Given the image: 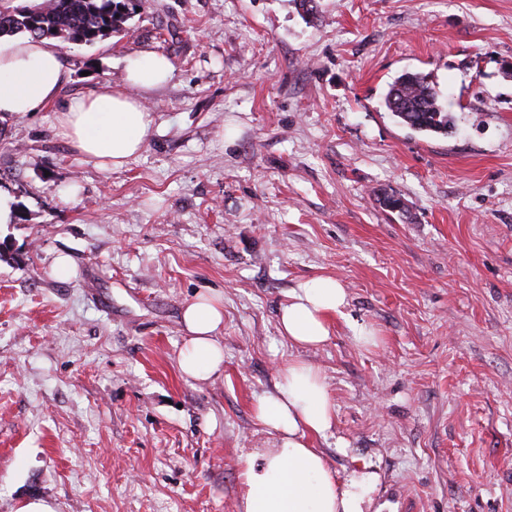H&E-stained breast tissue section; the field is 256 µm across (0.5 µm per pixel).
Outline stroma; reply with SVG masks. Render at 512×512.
I'll return each instance as SVG.
<instances>
[{
	"mask_svg": "<svg viewBox=\"0 0 512 512\" xmlns=\"http://www.w3.org/2000/svg\"><path fill=\"white\" fill-rule=\"evenodd\" d=\"M146 51L173 65L151 90L125 79ZM60 54L63 97L108 81L155 124L105 173L54 107L0 122V512H237L274 445L253 406L294 360L336 405L312 447L378 477L368 512H512V0H150ZM407 70L451 132L387 112ZM321 276L347 305L295 346L280 309ZM207 291L224 371L193 382L181 310Z\"/></svg>",
	"mask_w": 512,
	"mask_h": 512,
	"instance_id": "1",
	"label": "stroma"
}]
</instances>
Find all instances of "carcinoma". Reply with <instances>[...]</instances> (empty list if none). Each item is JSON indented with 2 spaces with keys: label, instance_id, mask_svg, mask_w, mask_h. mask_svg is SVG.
Instances as JSON below:
<instances>
[{
  "label": "carcinoma",
  "instance_id": "1",
  "mask_svg": "<svg viewBox=\"0 0 512 512\" xmlns=\"http://www.w3.org/2000/svg\"><path fill=\"white\" fill-rule=\"evenodd\" d=\"M145 0H0V36L29 34L64 44L93 45L122 30L129 14ZM385 107L399 123L416 132L447 134L450 111L420 73L405 72L389 87Z\"/></svg>",
  "mask_w": 512,
  "mask_h": 512
}]
</instances>
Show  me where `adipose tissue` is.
I'll return each mask as SVG.
<instances>
[{
  "instance_id": "adipose-tissue-1",
  "label": "adipose tissue",
  "mask_w": 512,
  "mask_h": 512,
  "mask_svg": "<svg viewBox=\"0 0 512 512\" xmlns=\"http://www.w3.org/2000/svg\"><path fill=\"white\" fill-rule=\"evenodd\" d=\"M172 72L170 60L150 51L129 64L127 81L152 88ZM65 81L61 55L46 39L9 37L0 43V119L20 118L55 106L62 135L86 160L105 170L124 167L143 149L154 125L145 105L105 82L84 95L60 99ZM346 292L332 277L298 285L280 310L283 335L316 347L330 336V320L346 305ZM181 321L185 341L179 368L184 377L206 381L224 371V305L219 295L200 293L187 302ZM274 393L257 399L253 412L274 431V448L247 461L240 512H366L375 477L353 473L337 481L310 435L330 431L336 417L320 370L295 360L280 370Z\"/></svg>"
}]
</instances>
